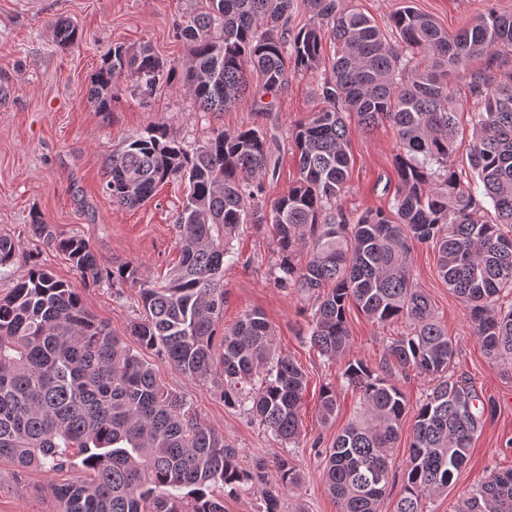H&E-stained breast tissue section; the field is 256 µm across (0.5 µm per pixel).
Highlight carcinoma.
I'll return each instance as SVG.
<instances>
[{"label":"carcinoma","mask_w":512,"mask_h":512,"mask_svg":"<svg viewBox=\"0 0 512 512\" xmlns=\"http://www.w3.org/2000/svg\"><path fill=\"white\" fill-rule=\"evenodd\" d=\"M203 2L176 28L191 46L189 66L165 62L148 45L131 52L116 43L91 78L89 99L109 112L123 80L146 96L178 80L201 110L224 112L250 92L253 71L269 90L286 86L292 70L317 72L325 106L292 133L299 180L264 208L263 179L276 171L266 138L254 128L219 130L192 150L162 125L125 141L107 165L114 204L136 207L162 183L189 185L175 224L180 261L162 284L144 279L132 261L104 270L85 239L60 236L33 215V234L66 255L83 283L112 280L138 289L142 315L129 335L139 348L94 319L74 286L28 257L26 273L0 298V458L54 471L82 457L89 477L51 486L59 512H224V489L248 483L256 488L257 512H279L280 490L300 480L288 459L276 462L275 486L261 464L243 472L224 435L141 355L155 350L193 378L222 376L224 404L243 407L276 438L300 443L305 377L276 354L264 313L249 310L216 335L231 240L244 224L269 226L280 286L316 296L306 339L321 355L346 354L350 303L378 324L408 321L379 366L348 363L343 378L359 391L361 412L323 451L322 480L341 512H378L409 410L388 376L410 369L434 385L414 409L397 512H425L426 501L448 489L468 462L494 406L455 375V345L413 283L409 242L432 247L438 275L465 304L480 344L512 365V305L500 303L502 292L512 294V75L491 89L483 77L472 81L483 103L474 113L472 183L452 169L457 122L449 91L452 75L473 58L512 47V15L490 11L450 36L406 5L392 15L388 34L337 0H307L316 21L295 31V0ZM56 34L65 46L79 31L61 21ZM327 37L336 45L330 61L323 55ZM349 112L362 134L383 120L397 129L398 188L386 211L351 217L339 205L350 164ZM479 193L493 203L496 221L476 217ZM17 260L11 239L0 235V270ZM336 407V389L324 388V421ZM457 512H512V470L466 495Z\"/></svg>","instance_id":"obj_1"}]
</instances>
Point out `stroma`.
Wrapping results in <instances>:
<instances>
[{
    "mask_svg": "<svg viewBox=\"0 0 512 512\" xmlns=\"http://www.w3.org/2000/svg\"><path fill=\"white\" fill-rule=\"evenodd\" d=\"M357 8L381 28L403 4L431 15L448 33H456L488 9L512 14V0H339ZM200 7L199 0H0V235L15 244L19 265L0 273V295L24 274V259L37 257L57 279L78 284L69 260L48 248L30 229L39 213L59 235L83 237L104 265L138 263L144 278L163 279L179 258L175 218L186 196L184 183L159 187L155 196L135 208L113 204L103 189L105 168L113 151L132 136L157 124L184 147L205 145L216 131L256 128L267 139L277 162L275 176L265 180V200L273 202L299 178L298 157L291 132L320 110L323 99L315 74H292L287 85L267 93L251 91L227 112H204L179 84L165 85L152 96L130 90L110 113L98 112L88 97L92 74L113 44L131 49L147 44L167 63L182 68L191 60L188 44L177 37V24ZM78 24L79 40L61 47L54 33L57 20ZM501 68L486 58L473 59L452 80V96L463 129H470L482 105L470 91L473 75L497 84L512 73V49L499 53ZM400 148L396 129L379 123L370 135L353 133L346 192L340 204L346 213L387 208L397 187L395 156ZM236 262L224 266L223 324L247 310L264 312L274 330L277 353L291 358L307 376L300 408L299 446L282 444L265 432L241 407L224 403L220 378L195 379L182 374L152 351L143 356L157 369L165 386L186 397L197 416L223 433L238 451L242 470L258 461L274 464L292 460L299 485L281 496L282 512H340L321 474L319 449L331 446L337 433L360 408L357 394L342 374L351 361L377 366L386 346L408 330L405 321L376 324L356 307L347 311L351 336L345 357L330 360L305 343L303 336L313 298L281 288L278 258L269 231L242 228L233 241ZM413 281L429 298L436 321L456 345L454 370L470 378L495 411L475 437L468 463L455 474L448 489L426 503L427 512H455L462 497L497 472L512 470V369L494 361L474 335L464 303L437 272L428 245H412ZM87 311L113 332L125 335L141 306L135 289L115 292L111 283L80 286ZM334 387L338 400L335 420L324 422L319 402L323 387ZM413 414H406L394 449L395 475L378 512H396L402 491V471L408 456ZM81 474L80 459L59 471L23 469L0 459V512H58L50 487Z\"/></svg>",
    "mask_w": 512,
    "mask_h": 512,
    "instance_id": "35a3bbf8",
    "label": "stroma"
}]
</instances>
